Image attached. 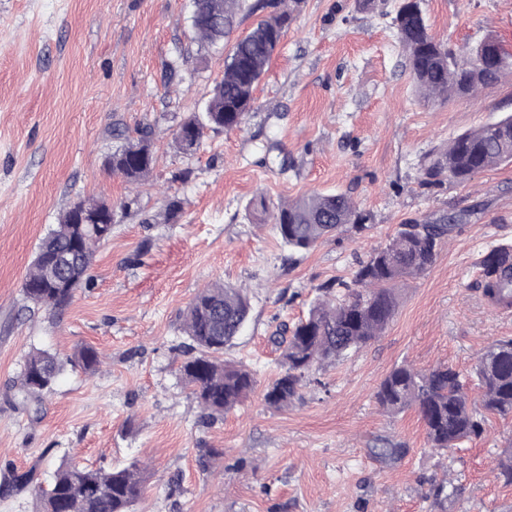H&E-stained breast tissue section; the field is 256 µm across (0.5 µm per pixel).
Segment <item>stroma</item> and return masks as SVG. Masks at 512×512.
Masks as SVG:
<instances>
[{"label":"stroma","mask_w":512,"mask_h":512,"mask_svg":"<svg viewBox=\"0 0 512 512\" xmlns=\"http://www.w3.org/2000/svg\"><path fill=\"white\" fill-rule=\"evenodd\" d=\"M244 0L223 47L204 50L191 0H0V475L49 483L61 461L93 468L139 459L150 478L137 512H512L498 476L512 419L442 454L412 410L391 416L373 393L397 365L453 367L473 386L478 355L512 339V314L480 287L485 251L512 245V164L419 185L424 158L457 134L512 113V74L477 98L426 101L410 78L392 19L401 0H299L240 129L205 128L200 149L173 140L201 115L234 42L260 15ZM431 34L462 49L487 37L512 54V0H423ZM177 63L173 81L165 71ZM154 129L156 162L132 185L107 169L115 128ZM345 192L367 217L295 254L253 209ZM183 211L166 224L171 196ZM112 206L111 238L92 285L60 313L23 308L22 282L40 239L81 198ZM459 216L434 265L401 287L374 343L315 366L301 399L264 400L281 371L271 338L303 318L320 286L351 280L400 224ZM214 283L247 289L251 316L226 361L256 386L223 419L205 422L177 367L182 313ZM94 346L95 375L66 368L38 411L16 405L32 348ZM402 442L393 459L376 455ZM224 455L202 470L199 451Z\"/></svg>","instance_id":"stroma-1"}]
</instances>
